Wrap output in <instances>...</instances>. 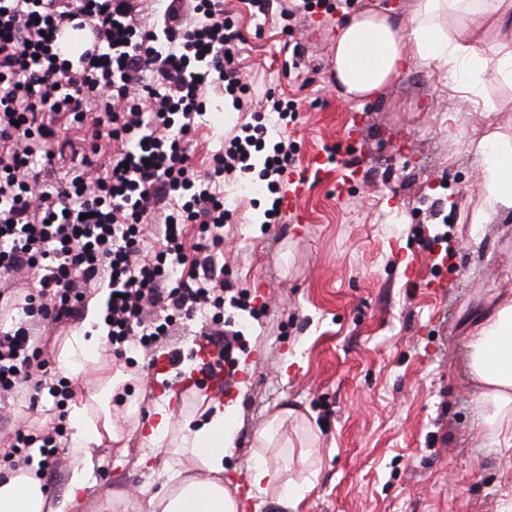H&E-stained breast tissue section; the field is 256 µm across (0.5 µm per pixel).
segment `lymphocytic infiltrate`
Here are the masks:
<instances>
[{"mask_svg":"<svg viewBox=\"0 0 512 512\" xmlns=\"http://www.w3.org/2000/svg\"><path fill=\"white\" fill-rule=\"evenodd\" d=\"M143 27L133 0H0V402L41 393L57 403L72 394L48 383L47 342L80 315L97 284L110 293L104 317L112 353L131 341L149 349L177 323L211 312L203 336L224 362L242 340L225 328L224 305L250 307L226 294L214 253L227 212L216 184L225 173L259 170L274 195L267 223L282 216L278 193L295 166L291 147L267 145L262 113L224 141L211 172L188 155L207 94L224 92L243 107L248 90L237 60L245 39L224 15V0H166ZM68 25L88 32L78 56L61 49ZM86 126L60 138V124ZM71 154L81 173L59 174ZM202 240L187 258L188 225ZM64 415L24 421L0 460L40 472L56 457Z\"/></svg>","mask_w":512,"mask_h":512,"instance_id":"obj_1","label":"lymphocytic infiltrate"}]
</instances>
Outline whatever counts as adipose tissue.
<instances>
[{"mask_svg": "<svg viewBox=\"0 0 512 512\" xmlns=\"http://www.w3.org/2000/svg\"><path fill=\"white\" fill-rule=\"evenodd\" d=\"M512 0H415L408 21L368 9L344 19L336 31L332 74L347 99H378L400 77L411 61L447 74L449 83L466 99L483 102L484 89L495 81L512 86ZM483 164L482 190L501 211H512V138L494 123H487L466 141ZM101 306L89 304L85 318L62 349L58 362L63 372L79 382L66 406L72 430L67 450V484L62 497L48 498L36 478V465L0 477V512H85L92 476L100 460L94 448L119 441L109 399L119 382L98 352L107 331L99 327ZM469 367L479 387L480 415L498 446L512 447V298L501 299L494 311L480 317L470 334ZM175 412L170 401L155 411L143 439L151 455L170 453L167 489L148 495L147 512H239L237 499L224 485V459L232 455L238 431L237 409L215 407L194 426L171 438ZM300 462L308 475L301 485L289 486V462L262 463L250 476L253 488L274 497L284 507L311 487L318 460L310 447L315 438L301 433Z\"/></svg>", "mask_w": 512, "mask_h": 512, "instance_id": "adipose-tissue-1", "label": "adipose tissue"}]
</instances>
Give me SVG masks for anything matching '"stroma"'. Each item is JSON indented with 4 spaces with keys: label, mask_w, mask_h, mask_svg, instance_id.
Wrapping results in <instances>:
<instances>
[{
    "label": "stroma",
    "mask_w": 512,
    "mask_h": 512,
    "mask_svg": "<svg viewBox=\"0 0 512 512\" xmlns=\"http://www.w3.org/2000/svg\"><path fill=\"white\" fill-rule=\"evenodd\" d=\"M414 0H342L334 14L298 15L293 31L251 16L247 0H224L246 38L240 69L254 101L267 90L294 101L272 141H294L298 165L330 156L334 175L314 182L300 215L265 225L268 190L236 198L238 174L224 177L231 212L217 262L224 280L254 291L264 310L231 306L224 322L240 330L236 383L240 427L224 483L245 512H284L270 498L249 497L257 461L254 432L288 407L317 436L320 469L297 512H512V447H497L479 418L467 366L468 336L479 313L512 296V212L495 211L480 191L481 165L468 153L465 128L478 125V104L449 88L442 72L417 64L375 102L339 95L332 76L336 27L366 7L410 13ZM305 65L288 70L292 45ZM249 113L213 94L194 136L200 171L225 132ZM357 125L356 138L346 135ZM448 233V262L427 246ZM200 322L167 342L127 351L123 402L154 412L176 373L198 375ZM180 349L182 362L152 384L153 365ZM138 434L97 449L94 491L131 498L167 481L162 465L145 469Z\"/></svg>",
    "instance_id": "obj_1"
}]
</instances>
